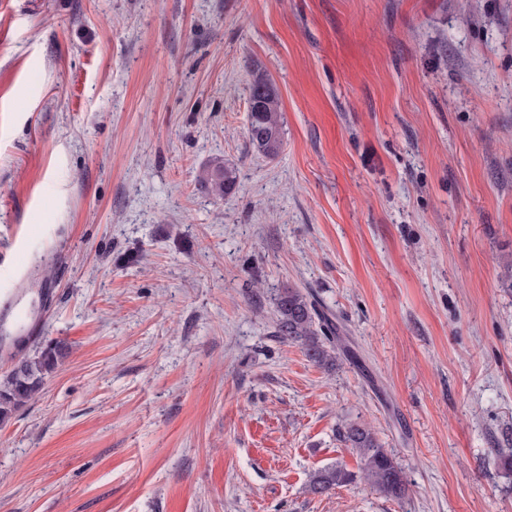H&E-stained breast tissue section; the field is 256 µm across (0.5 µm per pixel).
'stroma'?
I'll list each match as a JSON object with an SVG mask.
<instances>
[{
	"label": "stroma",
	"instance_id": "stroma-1",
	"mask_svg": "<svg viewBox=\"0 0 512 512\" xmlns=\"http://www.w3.org/2000/svg\"><path fill=\"white\" fill-rule=\"evenodd\" d=\"M510 265L512 0H0V380L66 349L0 424V512H512ZM288 285L350 359L275 336ZM350 422L403 500L307 492L361 471ZM249 143L267 157H276L283 148L282 112L278 92L265 74L257 69L249 87V113L246 127ZM197 184L200 192L223 197L236 189V170L226 165L224 159L215 158L202 168ZM340 438L355 449L364 461L362 478L386 497L400 500L407 493V476L395 457L388 452L371 429L349 423L340 430ZM355 475L342 466H329L314 471L309 478L307 490L313 495H325L335 490L336 487L350 484Z\"/></svg>",
	"mask_w": 512,
	"mask_h": 512
}]
</instances>
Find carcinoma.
I'll use <instances>...</instances> for the list:
<instances>
[{
	"instance_id": "carcinoma-1",
	"label": "carcinoma",
	"mask_w": 512,
	"mask_h": 512,
	"mask_svg": "<svg viewBox=\"0 0 512 512\" xmlns=\"http://www.w3.org/2000/svg\"><path fill=\"white\" fill-rule=\"evenodd\" d=\"M249 143L267 157H276L283 148L282 112L278 92L265 74L253 72L249 87V113L246 127ZM198 190L204 194L224 196L237 185L236 170L215 158L208 162L197 178ZM276 334L284 341L300 346L313 364L332 368L339 359L336 344L338 327L332 314L310 294L292 286L278 290L275 298ZM65 355V347L49 342L37 354L18 362L5 380L0 382V423L39 394L44 378L53 372ZM340 438L355 449L364 461L362 478L385 496L400 500L407 493V476L395 457L388 452L371 429L349 423L340 430ZM355 475L341 466L314 471L308 481V492L325 495L353 482Z\"/></svg>"
}]
</instances>
